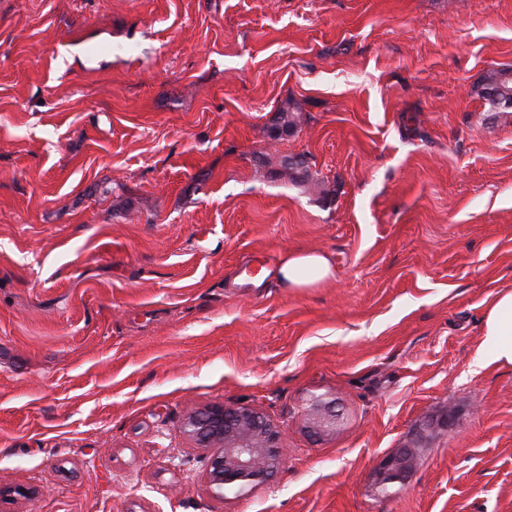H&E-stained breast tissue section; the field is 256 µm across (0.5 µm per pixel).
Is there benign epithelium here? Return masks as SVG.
Wrapping results in <instances>:
<instances>
[{"label":"benign epithelium","mask_w":512,"mask_h":512,"mask_svg":"<svg viewBox=\"0 0 512 512\" xmlns=\"http://www.w3.org/2000/svg\"><path fill=\"white\" fill-rule=\"evenodd\" d=\"M306 415L314 433H325L336 426V402L317 399ZM184 430L197 447L209 450L206 478L217 497H224L226 489L244 494L266 483L286 459L281 431L250 407L210 404L191 411ZM414 460L413 448L388 454L378 469L379 482L404 483Z\"/></svg>","instance_id":"7a95c632"}]
</instances>
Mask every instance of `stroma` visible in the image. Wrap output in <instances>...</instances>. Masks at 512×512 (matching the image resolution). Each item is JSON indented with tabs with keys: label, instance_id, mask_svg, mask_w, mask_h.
Masks as SVG:
<instances>
[{
	"label": "stroma",
	"instance_id": "1",
	"mask_svg": "<svg viewBox=\"0 0 512 512\" xmlns=\"http://www.w3.org/2000/svg\"><path fill=\"white\" fill-rule=\"evenodd\" d=\"M509 65L512 0H0V512H512ZM297 249L333 278L238 274ZM215 402L283 431L243 496L183 432ZM507 73L510 74V76L507 77L508 81H506V84L502 83V85L507 87L510 103L509 101H504L502 104H496V109H493V100L490 99V95L487 90L491 86L497 85L499 81H501V78H503ZM472 91L483 101L484 106L488 107L486 112H494V115L512 114V67L488 69L478 84L473 87ZM288 165L302 167L306 165V159L303 156H291L286 160ZM282 175L288 176V181L300 187L308 186L312 179L310 167L306 165L302 170H294L282 165ZM483 329L487 362L512 364V289L500 290L487 304ZM336 402L316 399L306 410V415L316 434L325 433L336 426L339 415L336 414ZM415 453V448H399L388 454L378 469L379 482L403 484L412 471Z\"/></svg>",
	"mask_w": 512,
	"mask_h": 512
}]
</instances>
